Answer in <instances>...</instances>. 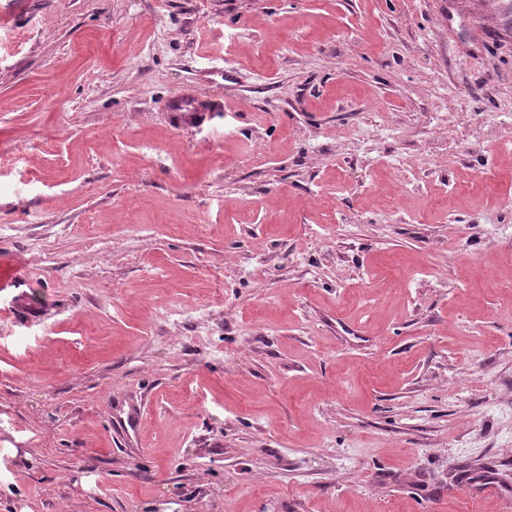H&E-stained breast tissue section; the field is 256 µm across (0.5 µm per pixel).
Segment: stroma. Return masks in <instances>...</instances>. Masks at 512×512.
<instances>
[{
    "instance_id": "1",
    "label": "stroma",
    "mask_w": 512,
    "mask_h": 512,
    "mask_svg": "<svg viewBox=\"0 0 512 512\" xmlns=\"http://www.w3.org/2000/svg\"><path fill=\"white\" fill-rule=\"evenodd\" d=\"M511 12L0 0V512H512Z\"/></svg>"
}]
</instances>
